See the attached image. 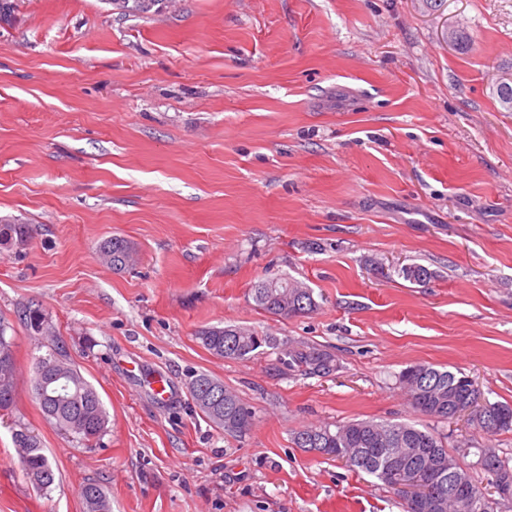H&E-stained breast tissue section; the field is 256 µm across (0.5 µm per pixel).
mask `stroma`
<instances>
[{
    "instance_id": "35a3bbf8",
    "label": "stroma",
    "mask_w": 512,
    "mask_h": 512,
    "mask_svg": "<svg viewBox=\"0 0 512 512\" xmlns=\"http://www.w3.org/2000/svg\"><path fill=\"white\" fill-rule=\"evenodd\" d=\"M0 18V317L12 323L15 407L0 416V512H403L374 476L295 448L294 431L412 421L398 383L426 363L512 405V0H11ZM465 28L467 50L445 32ZM136 252L115 270L99 246ZM426 266L419 286L399 270ZM289 277L317 309L280 319L251 286ZM39 305L98 390L105 431L85 442L44 419L32 391L48 337ZM239 325L329 347L330 377L247 361L197 331ZM249 404L224 436L192 405L196 374ZM172 394L159 401L156 375ZM27 427L56 467L23 475ZM512 464V432L430 421ZM128 252H131V248L127 242L117 237L103 241L99 247L101 260L115 270H122L129 266L125 264L123 266L122 262V257ZM18 319L37 335L54 336V330L43 310L33 303L22 305L17 310ZM12 440L28 481L41 490L49 489L55 483V469L38 437L28 428L20 427L13 432ZM81 496L85 512H112V506L103 488L97 483L83 485Z\"/></svg>"
}]
</instances>
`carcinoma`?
I'll list each match as a JSON object with an SVG mask.
<instances>
[{
    "label": "carcinoma",
    "instance_id": "carcinoma-1",
    "mask_svg": "<svg viewBox=\"0 0 512 512\" xmlns=\"http://www.w3.org/2000/svg\"><path fill=\"white\" fill-rule=\"evenodd\" d=\"M164 0H113L120 9L133 13H147ZM131 248L123 239L113 237L100 244L101 260L113 269H119L122 257ZM404 280L423 285L432 278V272L412 264L401 269ZM256 306L265 314L277 318L303 316L317 308L312 289L285 277L262 278L252 285ZM18 319L38 335L51 336L54 330L43 310L28 303L17 310ZM9 324L0 320V359L9 361L11 370L0 371V412L9 413L15 403L16 361L13 338L7 335ZM196 338L213 356L220 359L248 360L263 348L280 349L283 345L276 336L261 335L243 326L208 327L197 332ZM288 369L306 375L326 377L338 369L336 356L324 346L307 341L288 343L285 352ZM50 364L63 375L66 388H50L41 393L33 390L46 421L55 428L90 441L104 432L108 415L94 386L86 380L54 345L46 355L38 358L36 369ZM197 390L190 392L197 410L214 427L231 438L245 436L253 425L254 412L224 382L207 373L194 377ZM399 384L408 396L414 412L439 421L448 420V405L474 404L471 426L486 433L512 431V405L483 401L474 381L460 371L453 372L432 365L417 364L405 368L399 375ZM13 443L19 455L20 466L30 483L41 490L49 489L56 479L55 469L43 452L38 437L26 427L13 432ZM295 447L305 452L334 458L345 463L353 472L375 476L391 486L390 468L394 456L401 454L408 468H424L429 463L434 472L429 479L443 499L437 512H457L448 488L461 486L470 490L473 508L470 512H494L486 500V492L473 477L478 471L486 476L487 485L503 494L496 504L512 501V467L496 456L487 463L479 462L482 449L462 448L448 450L443 438L428 428L415 424L376 421H350L330 427L305 426L293 433ZM85 512H112V506L103 488L88 482L81 489Z\"/></svg>",
    "mask_w": 512,
    "mask_h": 512
}]
</instances>
